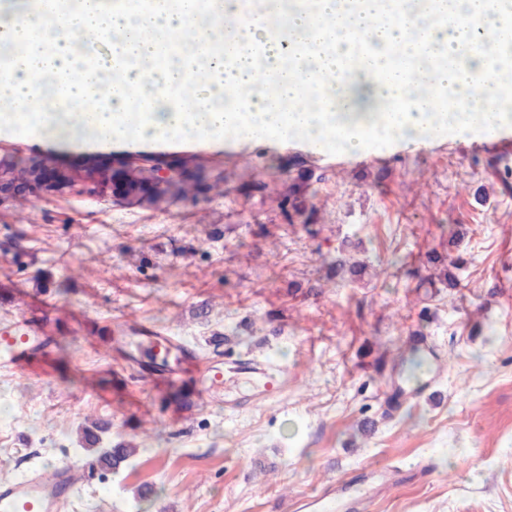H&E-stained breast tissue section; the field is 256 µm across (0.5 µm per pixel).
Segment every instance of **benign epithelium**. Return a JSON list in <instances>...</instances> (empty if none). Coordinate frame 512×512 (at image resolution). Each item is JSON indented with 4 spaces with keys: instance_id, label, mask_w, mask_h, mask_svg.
<instances>
[{
    "instance_id": "obj_1",
    "label": "benign epithelium",
    "mask_w": 512,
    "mask_h": 512,
    "mask_svg": "<svg viewBox=\"0 0 512 512\" xmlns=\"http://www.w3.org/2000/svg\"><path fill=\"white\" fill-rule=\"evenodd\" d=\"M190 168L183 162L161 160L148 155L125 156L112 169L94 168L65 179V185L76 196H94L112 188V195H136L154 199L161 195H177L189 184Z\"/></svg>"
}]
</instances>
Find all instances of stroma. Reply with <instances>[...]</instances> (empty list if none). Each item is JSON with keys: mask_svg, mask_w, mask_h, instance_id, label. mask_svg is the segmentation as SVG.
<instances>
[{"mask_svg": "<svg viewBox=\"0 0 512 512\" xmlns=\"http://www.w3.org/2000/svg\"><path fill=\"white\" fill-rule=\"evenodd\" d=\"M489 145L450 134L314 156L295 140L1 137L22 188L0 196V323L138 318L204 354L228 344L288 366L296 382L244 411L144 417L151 387L112 394L124 361L72 334L46 371L0 369V480L131 444L68 512H285L339 481L370 492L374 512H512V160ZM132 153L189 163L192 187L157 201L86 198L28 174ZM434 256L461 258L458 285L432 284ZM338 257L366 269L336 274ZM21 284L37 301L9 300ZM416 329L444 367L389 417L381 402L403 386ZM385 465L404 474L388 493L367 473Z\"/></svg>", "mask_w": 512, "mask_h": 512, "instance_id": "obj_1", "label": "stroma"}]
</instances>
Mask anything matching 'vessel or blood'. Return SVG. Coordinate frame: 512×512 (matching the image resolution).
<instances>
[{
  "label": "vessel or blood",
  "instance_id": "vessel-or-blood-1",
  "mask_svg": "<svg viewBox=\"0 0 512 512\" xmlns=\"http://www.w3.org/2000/svg\"><path fill=\"white\" fill-rule=\"evenodd\" d=\"M58 334L56 326L19 315L0 327V367L27 372L33 360L49 354ZM106 348L121 353L129 370L151 387L162 389L164 398L182 418L197 413L224 385L223 351L202 358L191 346L143 323H123L102 337ZM243 374L257 377L262 385L248 400H232V409L256 406L288 383V371L271 369L250 358L240 359ZM91 468L65 463L35 472L30 477L0 481V512H64L74 493L86 484ZM323 512H371V498L355 494L337 503L333 490L319 497Z\"/></svg>",
  "mask_w": 512,
  "mask_h": 512
}]
</instances>
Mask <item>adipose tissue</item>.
<instances>
[{"mask_svg": "<svg viewBox=\"0 0 512 512\" xmlns=\"http://www.w3.org/2000/svg\"><path fill=\"white\" fill-rule=\"evenodd\" d=\"M271 0H167L129 13L112 0H0V42L26 46L0 73V132L48 136L89 127L95 140L299 137L342 153L512 126V0H308L273 40ZM488 39L467 62V21ZM112 35V63L91 70ZM232 43L226 55L218 45ZM278 108L268 111L266 101ZM362 118H342L339 99Z\"/></svg>", "mask_w": 512, "mask_h": 512, "instance_id": "adipose-tissue-1", "label": "adipose tissue"}]
</instances>
